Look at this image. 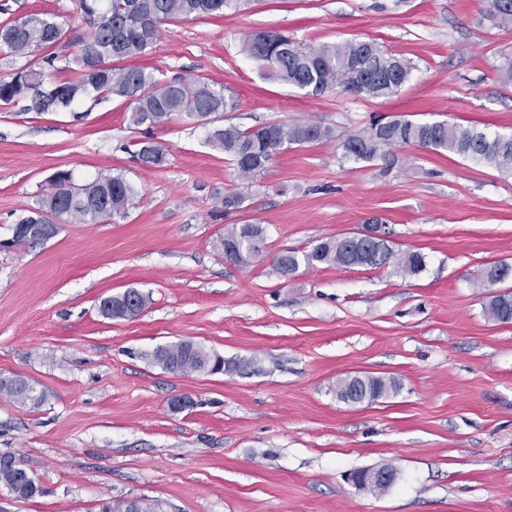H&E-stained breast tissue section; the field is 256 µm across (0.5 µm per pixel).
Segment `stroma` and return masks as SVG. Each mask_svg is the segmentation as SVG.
Returning a JSON list of instances; mask_svg holds the SVG:
<instances>
[{"instance_id": "stroma-1", "label": "stroma", "mask_w": 512, "mask_h": 512, "mask_svg": "<svg viewBox=\"0 0 512 512\" xmlns=\"http://www.w3.org/2000/svg\"><path fill=\"white\" fill-rule=\"evenodd\" d=\"M486 0H240L223 18L162 24L141 65L235 94L223 125L322 123L338 137L406 115L512 134V85L496 78L512 27L483 21ZM37 14L88 37L81 0H0V24ZM277 29L305 45L380 44L412 65L384 98L305 95L241 51ZM119 97L37 114L0 104V242L57 171L82 181L123 173L137 197L105 224L62 221L34 246L0 245V374L38 382L34 408L0 396V453L29 460L43 495L0 512H99L144 497L163 512H512V324L491 320L486 267L512 264V177L453 154L402 149L392 170L343 159L336 141L278 154L241 181L207 130L171 119L144 132ZM167 150L137 162L144 137ZM240 208L215 219L226 195ZM382 218L395 252L424 269L299 267L284 251L362 232ZM263 226L245 267L216 241ZM136 289L147 307L108 319L102 298ZM196 343L232 373L173 374L157 347ZM395 380L396 392L347 403L349 375ZM190 403L174 407V400ZM388 465L376 495L354 472Z\"/></svg>"}]
</instances>
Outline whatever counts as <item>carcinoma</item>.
<instances>
[{
  "instance_id": "1",
  "label": "carcinoma",
  "mask_w": 512,
  "mask_h": 512,
  "mask_svg": "<svg viewBox=\"0 0 512 512\" xmlns=\"http://www.w3.org/2000/svg\"><path fill=\"white\" fill-rule=\"evenodd\" d=\"M232 0H82L84 13L100 15L91 35L81 41L73 63L62 67L55 58L42 59L36 53L52 48L69 35L65 25L38 15L18 18L0 26V50L26 58L7 80H0V102L17 104L24 112H53L69 107L89 96L122 97L133 104L134 125L149 132L174 117L188 124L207 127L217 117L235 110L238 100L212 87L189 79L159 81L143 67H115L113 62L138 57L152 49L160 25L172 20L214 18L224 15ZM484 19L502 28L512 26V0H488ZM242 51L263 62L289 86L311 96H322L337 89L365 98H381L397 92L411 74L404 60L387 53L380 45L367 41H343L305 46L286 32L252 31L244 36ZM339 140L342 158L353 162H381L384 170L393 169L400 158L396 150L416 146L437 153H452L464 159L512 176V134L487 128L461 127L446 121H414L403 115L370 124L361 132L337 138L335 129L321 123H265L249 129L216 127L207 141L224 152L240 178L251 181L276 155L292 146ZM146 166L160 167L167 160L164 147L144 140L136 150ZM136 190L123 174L98 176L85 183L74 181L72 173L60 170L48 180V190L37 206L20 217L13 227L12 242L36 244L42 237L25 233V224H48L51 217L66 215L84 223H104L115 215H125ZM265 247V231L259 224L237 225L220 239L222 253L232 252V263L246 266L258 258ZM339 267L381 268L389 264L415 275L425 266L419 252L396 253L387 241L369 242L353 235L321 240L303 253L286 251L275 260L276 273H295L300 264ZM512 277V266L503 262L489 266L481 284L492 287ZM146 296L128 289L101 300L100 313L109 319L138 315ZM491 319L512 324V289L491 296L486 308ZM152 361L173 373H231L237 366L220 355L191 342L156 348ZM395 381L377 376L346 377L336 385V396L351 403L372 402L396 391ZM0 395L23 404L40 405L44 391L21 376L0 378ZM0 485L17 500H31L42 494L24 459L0 454ZM101 512H161L155 500L137 498L107 499Z\"/></svg>"
}]
</instances>
